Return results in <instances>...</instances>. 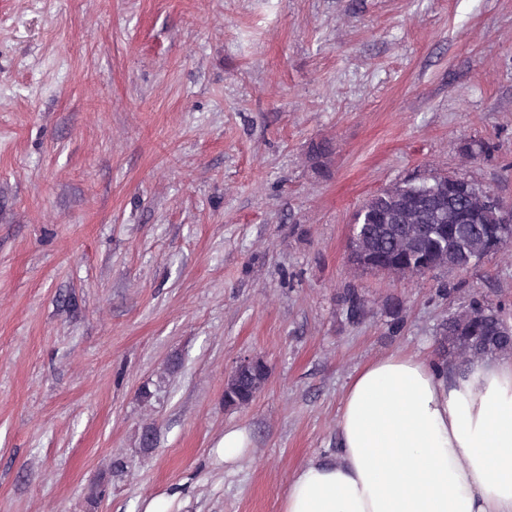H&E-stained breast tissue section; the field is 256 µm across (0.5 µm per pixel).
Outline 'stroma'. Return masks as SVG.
<instances>
[{
  "instance_id": "35a3bbf8",
  "label": "stroma",
  "mask_w": 512,
  "mask_h": 512,
  "mask_svg": "<svg viewBox=\"0 0 512 512\" xmlns=\"http://www.w3.org/2000/svg\"><path fill=\"white\" fill-rule=\"evenodd\" d=\"M444 173L512 200V0H0V512H278L359 367L474 293L512 322V246L348 262L359 205ZM344 314L349 322H358L366 313L364 297L355 288H346L341 295ZM257 358L248 357L241 361L235 369L246 366L250 362L256 361ZM267 375V366L262 359L230 374L224 386V405L230 408L248 405L261 390ZM251 450L250 434L245 429L229 428L224 431V463L234 465Z\"/></svg>"
}]
</instances>
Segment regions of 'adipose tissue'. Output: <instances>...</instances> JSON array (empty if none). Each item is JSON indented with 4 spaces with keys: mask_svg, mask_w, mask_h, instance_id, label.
Returning <instances> with one entry per match:
<instances>
[{
    "mask_svg": "<svg viewBox=\"0 0 512 512\" xmlns=\"http://www.w3.org/2000/svg\"><path fill=\"white\" fill-rule=\"evenodd\" d=\"M338 452L291 477L279 512H512V357L446 372L419 352L346 384Z\"/></svg>",
    "mask_w": 512,
    "mask_h": 512,
    "instance_id": "1",
    "label": "adipose tissue"
}]
</instances>
